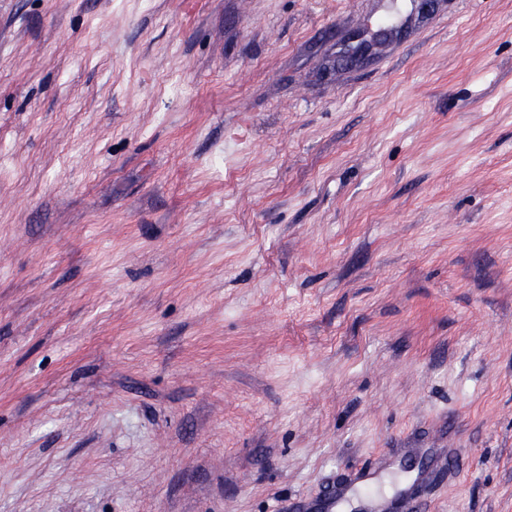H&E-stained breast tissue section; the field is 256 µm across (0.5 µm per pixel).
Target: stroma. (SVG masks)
<instances>
[{"label": "stroma", "instance_id": "1", "mask_svg": "<svg viewBox=\"0 0 512 512\" xmlns=\"http://www.w3.org/2000/svg\"><path fill=\"white\" fill-rule=\"evenodd\" d=\"M371 3L0 0V512H512V0ZM368 40L361 31L351 32L344 41L339 55V64L348 67L356 63L364 54ZM425 476L419 474L413 481L405 482L386 494L378 487L376 472H363L355 482L331 490L320 503L319 512H346L348 506L357 501L364 512H395L398 503L412 497L416 482Z\"/></svg>", "mask_w": 512, "mask_h": 512}]
</instances>
